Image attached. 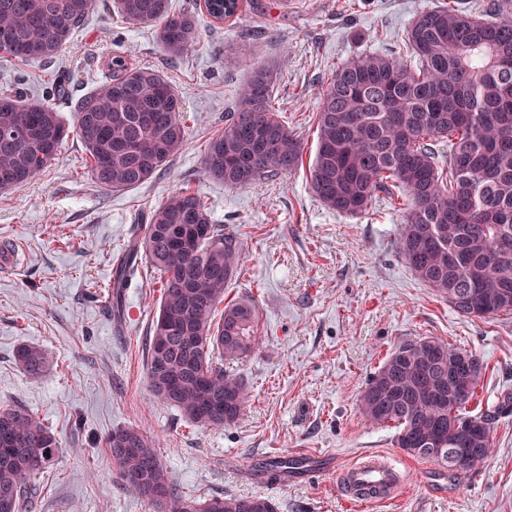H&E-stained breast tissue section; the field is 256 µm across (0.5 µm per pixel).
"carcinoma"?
I'll return each mask as SVG.
<instances>
[{"label":"carcinoma","instance_id":"cac0c4a2","mask_svg":"<svg viewBox=\"0 0 512 512\" xmlns=\"http://www.w3.org/2000/svg\"><path fill=\"white\" fill-rule=\"evenodd\" d=\"M217 23L235 16L240 0H204ZM93 0H0V52L23 63L56 58ZM123 22L154 23L169 56L188 55L199 41L195 14L171 0H116ZM486 20L456 0L420 13L405 34L415 63L371 53L337 66L319 93L317 146L310 187L329 209L358 214L378 192H397L404 215L396 248L416 277L470 315L452 296L470 294L512 314V0H492ZM109 77L81 99L73 127L53 104L14 87L0 93V191L37 178L70 132L89 155L99 187L121 191L148 183L188 146L181 102L156 71L107 63ZM277 73L257 66L238 93L224 128L209 138L205 175L232 186L287 174L302 162V145L272 110ZM144 259L160 273L161 298L152 320L147 374L158 400L199 428H223L242 414L248 395L224 362L256 352L258 309L251 299L224 304L242 266L236 235L213 223L200 193L176 191L146 216L145 234L113 272L112 308L121 311L125 275ZM224 306L220 321L212 314ZM465 358L468 370L453 374ZM16 362L38 375L48 357L23 345ZM484 374L480 359L423 338L399 344L360 395L364 418L394 424L396 444L454 475L479 470L492 452L490 423L470 414ZM443 448L436 456L423 442ZM106 446L121 485L152 512H276L262 497L179 492L138 426L112 431ZM59 443L20 406L0 409V493L25 512L40 474ZM451 448H477L456 466Z\"/></svg>","mask_w":512,"mask_h":512}]
</instances>
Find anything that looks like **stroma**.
<instances>
[{
	"label": "stroma",
	"instance_id": "1",
	"mask_svg": "<svg viewBox=\"0 0 512 512\" xmlns=\"http://www.w3.org/2000/svg\"><path fill=\"white\" fill-rule=\"evenodd\" d=\"M442 0H244L230 23L197 16L200 40L169 58L156 25L122 22L114 0H94L66 49L47 64L0 54V89L48 93L56 71L70 75L72 99L100 81L122 52L158 71L183 103L188 149L147 184L105 191L88 174L89 155L69 136L35 180L0 192V248L14 269L0 274V408L19 405L59 441L27 512H150L116 478L106 447L113 429L136 425L157 440L177 487L193 498L262 496L278 512H512V314L456 312L417 279L396 251L404 216L386 194L356 215L328 210L313 194L318 94L337 65L369 53H403L413 18ZM248 44L249 60L235 47ZM277 71L271 104L299 138L292 173L232 187L203 173L210 137L234 111L253 67ZM71 99V101H72ZM71 101H56L73 124ZM204 195L215 223L238 233L243 264L226 300L254 299L260 346L231 363L249 400L238 420L200 429L159 402L149 388L145 343L160 302V276L139 263L113 315L105 295L112 268L141 217L175 191ZM430 337L475 354L486 371L472 414L489 419L493 452L476 473L457 479L398 448L394 426L363 417L359 398L400 343ZM42 348L37 377L14 359ZM338 453L351 462L385 455L408 474L390 501L356 504L335 477L267 485L252 474L269 456Z\"/></svg>",
	"mask_w": 512,
	"mask_h": 512
}]
</instances>
